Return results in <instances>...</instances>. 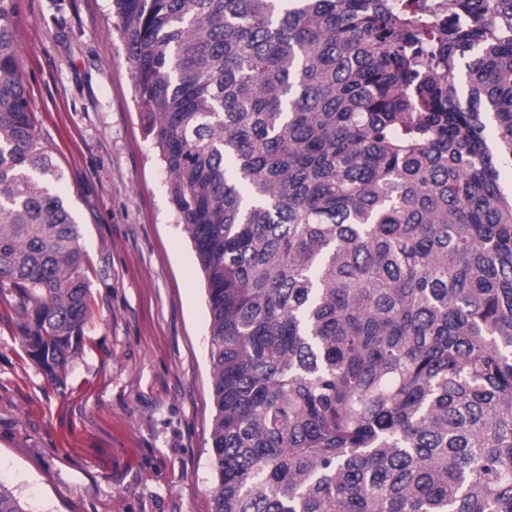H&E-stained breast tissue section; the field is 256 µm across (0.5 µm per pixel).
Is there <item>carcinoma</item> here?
<instances>
[{"label": "carcinoma", "mask_w": 512, "mask_h": 512, "mask_svg": "<svg viewBox=\"0 0 512 512\" xmlns=\"http://www.w3.org/2000/svg\"><path fill=\"white\" fill-rule=\"evenodd\" d=\"M112 13L207 283L211 512H512V0ZM12 15L0 298L56 379L90 289Z\"/></svg>", "instance_id": "carcinoma-1"}]
</instances>
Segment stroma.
I'll use <instances>...</instances> for the list:
<instances>
[{"label":"stroma","mask_w":512,"mask_h":512,"mask_svg":"<svg viewBox=\"0 0 512 512\" xmlns=\"http://www.w3.org/2000/svg\"><path fill=\"white\" fill-rule=\"evenodd\" d=\"M20 61L80 224L91 307L62 383L0 300V482L32 512H211L206 290L133 100L109 0H14Z\"/></svg>","instance_id":"35a3bbf8"}]
</instances>
